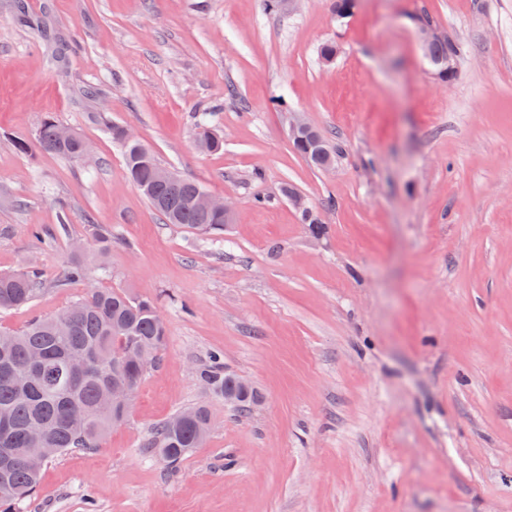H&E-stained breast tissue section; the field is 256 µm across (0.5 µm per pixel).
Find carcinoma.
Segmentation results:
<instances>
[{"mask_svg": "<svg viewBox=\"0 0 512 512\" xmlns=\"http://www.w3.org/2000/svg\"><path fill=\"white\" fill-rule=\"evenodd\" d=\"M461 55L459 42L448 34L430 41L426 59L434 67L455 62ZM60 124L52 117L43 120L37 143L47 152L74 161L79 150L87 147L82 138L72 143L58 139ZM112 140L124 153L129 179L144 194L151 206L169 224H179L202 235H224V215L201 214L191 199L202 186L175 177L160 181V164L153 154L123 139V127L112 125ZM198 145L217 150L221 141L205 124L198 126ZM329 153L309 159L317 169L336 162L341 146L331 145L323 134ZM39 272L26 269L0 273V313L29 305L39 292ZM88 269L81 259L63 266L61 281H85ZM157 309L150 297L132 298L112 288L90 287L82 298L64 308L62 317H36L20 332L0 331V415L7 426L0 425V512H14L18 503L36 490L40 473L32 471L28 460L41 448L94 450L107 432L117 425L124 403L112 404V391L128 384H140L145 367L125 361L140 348L156 352L166 338L165 324L155 321ZM43 354L45 371L32 378L27 392H22L13 374L24 370L30 355ZM201 385L218 397L232 388L236 375L224 372L217 359L197 370ZM210 414L204 405L188 407L167 421L156 425L145 448L175 467L201 447L209 429ZM42 425L44 436L36 438L31 430Z\"/></svg>", "mask_w": 512, "mask_h": 512, "instance_id": "carcinoma-1", "label": "carcinoma"}]
</instances>
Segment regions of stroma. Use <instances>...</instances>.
<instances>
[{
    "label": "stroma",
    "mask_w": 512,
    "mask_h": 512,
    "mask_svg": "<svg viewBox=\"0 0 512 512\" xmlns=\"http://www.w3.org/2000/svg\"><path fill=\"white\" fill-rule=\"evenodd\" d=\"M335 3L0 0V272L42 281L0 328L83 296L60 282L76 241L166 325L126 421L49 461L18 512H512V0ZM424 14L463 46L450 82ZM279 99L342 145L335 170L295 152ZM49 116L88 161L35 146ZM203 118L221 150L198 148ZM115 123L231 201L223 236L165 222ZM214 355L250 411L198 382ZM197 404L203 446L174 468L149 454L150 428Z\"/></svg>",
    "instance_id": "35a3bbf8"
}]
</instances>
